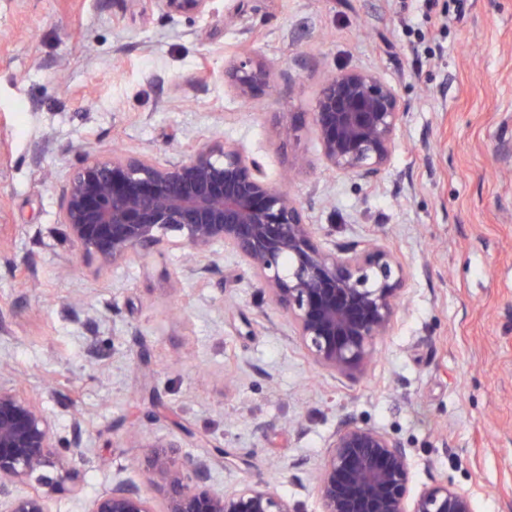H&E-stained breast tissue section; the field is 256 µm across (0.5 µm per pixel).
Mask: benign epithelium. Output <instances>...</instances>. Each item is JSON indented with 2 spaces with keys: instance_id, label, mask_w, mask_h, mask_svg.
<instances>
[{
  "instance_id": "benign-epithelium-1",
  "label": "benign epithelium",
  "mask_w": 512,
  "mask_h": 512,
  "mask_svg": "<svg viewBox=\"0 0 512 512\" xmlns=\"http://www.w3.org/2000/svg\"><path fill=\"white\" fill-rule=\"evenodd\" d=\"M159 2L170 13L202 14L209 0ZM224 81L249 101L269 87V72L245 52L224 67ZM311 116L324 163L370 180L389 162L407 113L380 74L351 68L324 79ZM60 224L71 251L102 268L179 247L194 275L206 269L202 261L212 247L232 249L286 315L311 361L341 377L371 366L375 343L392 330L406 287L404 264L378 243L322 248L304 207L226 140L186 147L181 159L166 164L128 151L83 155L63 187ZM56 447L38 402L0 381V512H52L46 494L17 487L33 481L61 489L75 479ZM137 447L149 480L162 490V509L137 485L117 481L89 512H299L265 483L231 492L210 486L211 467L224 462L221 448L183 461L176 439ZM313 484L320 512H475L469 490L446 481L410 495L407 449L358 422L329 437Z\"/></svg>"
}]
</instances>
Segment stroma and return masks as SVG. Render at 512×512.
I'll list each match as a JSON object with an SVG mask.
<instances>
[{
	"label": "stroma",
	"instance_id": "35a3bbf8",
	"mask_svg": "<svg viewBox=\"0 0 512 512\" xmlns=\"http://www.w3.org/2000/svg\"><path fill=\"white\" fill-rule=\"evenodd\" d=\"M250 48L270 87L241 102L224 66ZM378 72L407 112L374 180L327 167L310 114L325 75ZM295 129L282 139L284 125ZM226 140L305 207L318 243L376 240L408 280L364 375L308 360L230 249L103 269L63 240L60 197L84 153L160 163ZM0 379L69 447L89 512L117 480L161 495L139 438L224 450L220 490L262 482L319 512L311 474L346 420L409 452L411 490L449 481L512 512V0H0Z\"/></svg>",
	"mask_w": 512,
	"mask_h": 512
}]
</instances>
